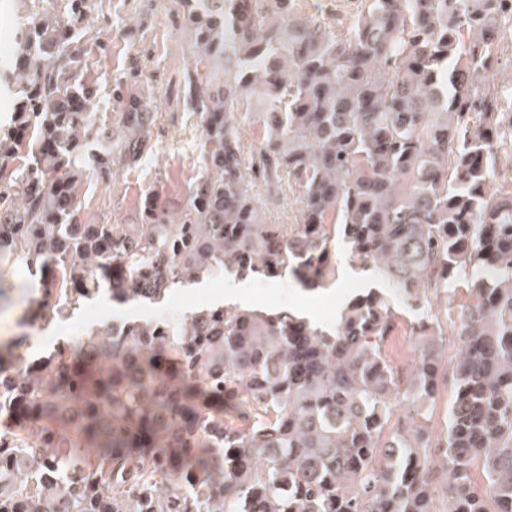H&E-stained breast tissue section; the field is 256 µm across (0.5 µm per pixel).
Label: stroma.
I'll return each instance as SVG.
<instances>
[{"instance_id": "stroma-1", "label": "stroma", "mask_w": 512, "mask_h": 512, "mask_svg": "<svg viewBox=\"0 0 512 512\" xmlns=\"http://www.w3.org/2000/svg\"><path fill=\"white\" fill-rule=\"evenodd\" d=\"M306 17L334 25L348 23L360 0H293ZM184 0H90L86 43L90 49L88 75L99 86L95 108L111 120L121 109L112 97V81L120 78L135 93L150 101L154 121L151 149L136 169H117L109 176L96 175L80 189L79 217L86 224H135L139 206L154 194L178 206L188 186L202 169L203 141L199 115L185 100V78L193 72L194 38L187 24ZM338 272L334 283L316 291L302 290L291 278L251 276L237 281L216 274L206 281L176 289L171 299L223 303L224 293L240 288L246 303L269 311L287 310L322 325H332L346 300L368 285L358 261L335 243ZM38 279L21 258L0 260V346L21 335L19 322L31 300L38 296ZM92 319L86 308L58 322L45 332L29 329L32 351L49 350L58 339L76 335Z\"/></svg>"}]
</instances>
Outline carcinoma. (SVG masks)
I'll return each mask as SVG.
<instances>
[{
    "instance_id": "carcinoma-1",
    "label": "carcinoma",
    "mask_w": 512,
    "mask_h": 512,
    "mask_svg": "<svg viewBox=\"0 0 512 512\" xmlns=\"http://www.w3.org/2000/svg\"><path fill=\"white\" fill-rule=\"evenodd\" d=\"M57 2L17 24L0 67L17 87L0 254L40 274L30 327L219 271L315 290L337 240L383 287L328 328L219 306L99 323L39 357L17 337L0 348V512H512V190L491 191L512 159V0H363L340 32L292 0H186L203 172L176 208L145 197L138 224L78 218L89 147L100 174L138 166L153 113L116 78L121 111L99 120L89 0ZM244 108L263 130L249 153ZM258 179L296 195L299 222L265 223ZM459 283L447 362L437 303ZM452 388L450 383L448 386L444 387L437 398V401L431 409L430 413L432 414V420L430 425L433 428V438H437L443 432L444 422L446 418V413L448 411V403L451 399Z\"/></svg>"
}]
</instances>
